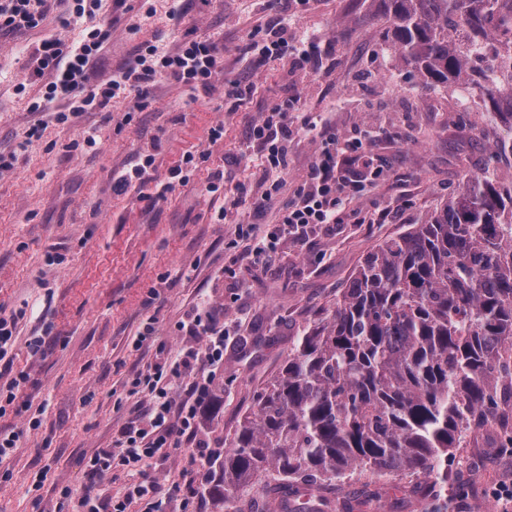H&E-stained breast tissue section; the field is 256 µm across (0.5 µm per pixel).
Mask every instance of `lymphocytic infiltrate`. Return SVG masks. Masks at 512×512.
Listing matches in <instances>:
<instances>
[{
	"label": "lymphocytic infiltrate",
	"mask_w": 512,
	"mask_h": 512,
	"mask_svg": "<svg viewBox=\"0 0 512 512\" xmlns=\"http://www.w3.org/2000/svg\"><path fill=\"white\" fill-rule=\"evenodd\" d=\"M101 0H74V6L60 15L63 27H78L83 37L73 43L48 37L41 41L33 57L35 76H48L42 101L67 104V111L54 112L57 123L70 115L104 109L119 95H135L145 102L150 86L174 79L198 89H209L223 69L218 43L207 37L183 41L175 52L149 45L140 49L134 62L120 73L89 82V65L108 37L97 15ZM50 10L49 0H0V31L23 33L41 27ZM246 53L263 59L291 58L297 68L318 59L317 41L300 46L276 25L265 28L261 38L245 46ZM299 97H291L271 107L250 129L249 143L264 153L265 189L263 202H271L284 186L282 175L288 168V142L297 134L317 135L320 146L308 168L305 183L296 190L294 201L282 213L270 233L274 240L305 244L317 228L342 224L351 216V203L367 183L380 176L367 145L373 131L339 135L327 130L322 117L300 116ZM194 337V345L180 348L174 356L163 357L138 371L129 381L132 393L142 395L137 414L123 425L111 447L99 449L86 463L91 477L114 471H134L142 465L171 454L187 457L189 486L205 484L210 465L218 459L203 439L207 411L214 400L217 374L224 367V327L206 308L196 309L179 326ZM89 512H166L154 481L132 480L121 495L91 505Z\"/></svg>",
	"instance_id": "f902f5d3"
}]
</instances>
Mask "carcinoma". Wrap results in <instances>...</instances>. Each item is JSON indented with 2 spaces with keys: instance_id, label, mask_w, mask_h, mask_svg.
<instances>
[{
  "instance_id": "carcinoma-1",
  "label": "carcinoma",
  "mask_w": 512,
  "mask_h": 512,
  "mask_svg": "<svg viewBox=\"0 0 512 512\" xmlns=\"http://www.w3.org/2000/svg\"><path fill=\"white\" fill-rule=\"evenodd\" d=\"M391 47L424 84L467 85L512 115V0H386ZM512 348V177H469L420 224L372 247L333 309L297 338L215 464L224 506L369 471L445 477L498 407ZM268 497L266 481L261 479L254 482L246 491L240 492L236 496L234 507L236 509L241 507L244 512L250 511L251 507H255L253 510H264L265 512H287L281 511L273 498L270 497L268 500Z\"/></svg>"
}]
</instances>
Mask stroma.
I'll return each instance as SVG.
<instances>
[{
  "mask_svg": "<svg viewBox=\"0 0 512 512\" xmlns=\"http://www.w3.org/2000/svg\"><path fill=\"white\" fill-rule=\"evenodd\" d=\"M172 0H103L110 35L98 53L93 80L116 73L146 44L176 50L184 38L210 36L224 47V70L211 90H190L164 80L152 101L132 111V98L112 99L106 109L83 112L59 124L31 109L43 85L31 75V54L46 37L76 40L62 28L54 5L42 28L0 34V151L28 142L13 170L0 175V313L25 310L22 341L0 362V385L19 372L27 383L0 414V430L21 431L10 457L0 463V512H77L83 498L115 495L126 477L117 472L91 479L85 460L112 445L138 401L127 381L159 358L162 348L190 344L178 325L200 303L224 324V373L216 381L212 447H227L253 407L256 391L276 375L297 336L332 307L363 255L375 244L421 223L467 176L496 164L494 145L512 132V120L483 106L480 97L461 102L455 91L427 86L395 54L387 40L384 0H182L172 21ZM302 36L323 40L318 70L293 68L289 59L259 60L243 54L257 26L275 22ZM251 82L249 101L233 106L230 81ZM296 96L302 114L328 119L333 131L355 126L379 129L373 153L382 180L357 203L376 224L349 221L317 230L305 245L281 242L271 258H254L238 224L275 223L305 179L318 147L296 137L288 144L286 188L270 205L260 152L246 149L251 125L274 104ZM223 124L210 142L208 130ZM94 132L96 143L70 149L72 140ZM189 149L208 152L187 185L165 198L136 201L112 192V179L131 169L144 152L154 153V180ZM223 173V193L206 186ZM239 200L233 223L219 212ZM51 255L61 263L48 265ZM156 317L155 344L134 350L141 322ZM45 336L43 355L31 356L28 336ZM41 425L30 429V415ZM512 431L491 425L468 433L448 456L447 481H434L432 496L415 478L357 473L337 480L338 495L322 505L321 483L296 487L290 512H424L429 498L448 512H512L491 502L497 484L512 483ZM182 455L146 466L142 476L159 482L167 512H218L200 490L178 489Z\"/></svg>",
  "mask_w": 512,
  "mask_h": 512,
  "instance_id": "stroma-1",
  "label": "stroma"
}]
</instances>
